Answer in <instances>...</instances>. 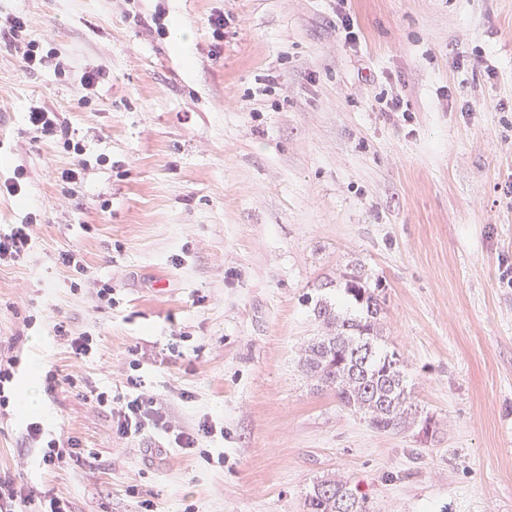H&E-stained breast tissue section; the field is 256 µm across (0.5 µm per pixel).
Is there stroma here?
Returning <instances> with one entry per match:
<instances>
[{"label":"stroma","instance_id":"obj_1","mask_svg":"<svg viewBox=\"0 0 512 512\" xmlns=\"http://www.w3.org/2000/svg\"><path fill=\"white\" fill-rule=\"evenodd\" d=\"M349 7L354 44L338 0H0V24L25 19L20 44L66 62L29 72L0 42V183L26 170L25 200L0 194V231L37 222L0 266V342L46 438L82 448L42 469L13 406L0 472L73 512H306L334 477L371 512H512V0ZM90 63L105 75L88 91ZM396 95L408 115L381 111ZM34 108L84 144L77 183L60 179L62 140L28 132ZM67 249L86 274L59 264ZM353 267L384 291L431 434L376 430L301 367L324 332L313 301L343 297ZM60 320L93 336L91 356L55 338ZM135 359L172 421L213 425L210 458L148 455L164 434L118 438L94 408L90 392L126 396ZM32 361L77 389L46 392Z\"/></svg>","mask_w":512,"mask_h":512}]
</instances>
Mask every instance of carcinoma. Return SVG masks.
Here are the masks:
<instances>
[{"label":"carcinoma","mask_w":512,"mask_h":512,"mask_svg":"<svg viewBox=\"0 0 512 512\" xmlns=\"http://www.w3.org/2000/svg\"><path fill=\"white\" fill-rule=\"evenodd\" d=\"M355 312L342 314L318 301L313 314L326 329L307 344L302 366L316 388L330 389L340 405L363 416L379 431L406 427L417 414L410 402L404 365L392 366L381 323L383 301L362 270L340 273ZM345 482L324 479L306 498L307 512H342L336 487Z\"/></svg>","instance_id":"cac0c4a2"}]
</instances>
